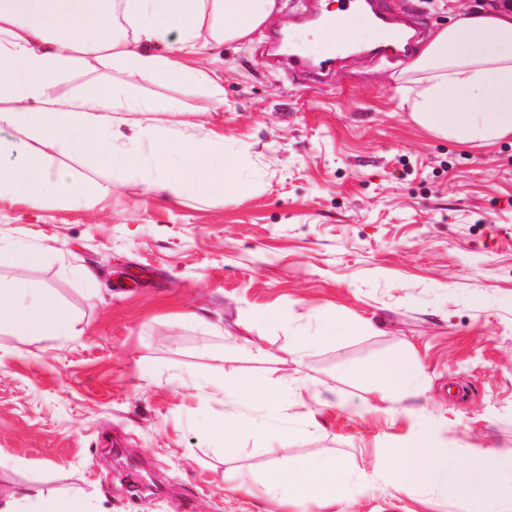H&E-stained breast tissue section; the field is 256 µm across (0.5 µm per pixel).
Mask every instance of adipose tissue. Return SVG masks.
<instances>
[{
	"label": "adipose tissue",
	"mask_w": 512,
	"mask_h": 512,
	"mask_svg": "<svg viewBox=\"0 0 512 512\" xmlns=\"http://www.w3.org/2000/svg\"><path fill=\"white\" fill-rule=\"evenodd\" d=\"M277 8V0H0V200L39 206L94 208L111 193L112 181L100 160L121 156L132 170L145 169L147 192L210 197L242 195L249 185L240 171L245 147L228 150L224 138L204 123H139L128 147L119 148L125 113L175 114L174 98L164 104L133 97L126 84L100 92L99 69L159 85H186L218 99L224 88L211 71L187 65V57L212 44L247 38ZM168 40L169 52L154 45ZM415 74L401 87L412 119L434 135L486 145L512 136V11H476L437 31L412 63ZM34 141L21 148L18 139ZM83 162L80 175L56 167L57 157ZM41 259L23 242H0V331L69 340L81 335L80 317L51 289L26 282L22 274ZM420 363L396 357L383 368L355 371L372 385L366 408L389 411L396 394L416 385ZM198 388L222 395L224 415L209 422L208 434L229 437L244 408L256 402V385H227L210 378ZM274 487L289 512H328L348 479L336 460L288 468V445L280 443ZM440 442L433 425H422L413 441L392 449L390 472L399 490L412 492L440 483ZM512 461L487 456L457 473L463 499L495 500L496 512H512ZM0 512H89L76 495L47 498L38 488L0 497Z\"/></svg>",
	"instance_id": "adipose-tissue-1"
}]
</instances>
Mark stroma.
I'll list each match as a JSON object with an SVG mask.
<instances>
[{
    "instance_id": "obj_1",
    "label": "stroma",
    "mask_w": 512,
    "mask_h": 512,
    "mask_svg": "<svg viewBox=\"0 0 512 512\" xmlns=\"http://www.w3.org/2000/svg\"><path fill=\"white\" fill-rule=\"evenodd\" d=\"M416 18L418 46L490 0H379ZM297 0L203 60L224 85L215 100L188 86L138 82L133 95L205 117L225 149L246 145L243 197L146 194L112 169L95 208L0 201V238L43 253L25 279L82 320L67 341L0 334V495L29 486L79 494L99 512H271V450L289 467L331 458L351 476L332 512H489L454 489L399 492L388 449L434 422L440 468L478 451L512 458V139L476 147L414 124L398 87L406 66L343 54L324 81L270 60L268 36L299 27ZM261 311L283 314L263 324ZM347 327L321 339V320ZM368 320L370 330L350 331ZM312 337L303 361L288 353ZM268 357H252L254 346ZM422 366L399 412L365 413L353 369L398 354ZM301 371L328 399L264 400L244 409L233 441L206 433L224 413L192 380L272 388Z\"/></svg>"
}]
</instances>
